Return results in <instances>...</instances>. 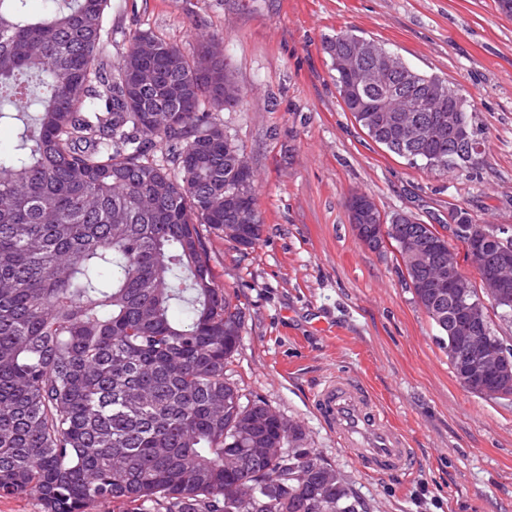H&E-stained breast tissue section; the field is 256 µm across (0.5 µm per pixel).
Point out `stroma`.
<instances>
[{
  "label": "stroma",
  "mask_w": 512,
  "mask_h": 512,
  "mask_svg": "<svg viewBox=\"0 0 512 512\" xmlns=\"http://www.w3.org/2000/svg\"><path fill=\"white\" fill-rule=\"evenodd\" d=\"M106 28L107 63L136 31L188 54L198 35L222 38L247 93L212 116L253 168L262 235L247 250L208 243L218 285L245 313L226 367L243 401L301 424L305 447L369 512H512V400L456 380L395 249L365 246L346 207L362 193L387 216L446 227L461 210L491 230L512 228V16L495 0H112ZM341 31L462 89L485 140L478 165L443 174L371 140L346 112L323 50ZM338 373L365 381L406 430L412 479L365 474L316 417L310 396Z\"/></svg>",
  "instance_id": "1"
}]
</instances>
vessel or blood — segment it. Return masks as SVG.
<instances>
[{"label": "vessel or blood", "instance_id": "b4317fda", "mask_svg": "<svg viewBox=\"0 0 512 512\" xmlns=\"http://www.w3.org/2000/svg\"><path fill=\"white\" fill-rule=\"evenodd\" d=\"M311 405L365 472L413 475L415 459L405 433L358 379L329 377L313 393Z\"/></svg>", "mask_w": 512, "mask_h": 512}]
</instances>
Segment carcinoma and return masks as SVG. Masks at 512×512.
Returning a JSON list of instances; mask_svg holds the SVG:
<instances>
[{
	"label": "carcinoma",
	"instance_id": "1",
	"mask_svg": "<svg viewBox=\"0 0 512 512\" xmlns=\"http://www.w3.org/2000/svg\"><path fill=\"white\" fill-rule=\"evenodd\" d=\"M0 0V497L34 496L42 512H367L344 476L300 447L302 427L261 401L242 402L226 365L244 324L216 282L213 234L238 248L261 237L262 217L235 223L224 196L257 206L254 175L235 165L237 144L206 108H224L229 65L206 37L187 56L134 32L122 59L95 64L111 0ZM356 73L336 72L349 105ZM420 117L442 128L410 162L437 168L459 150L454 111L471 122L461 90L433 74L412 86ZM377 144L388 112H355ZM165 156H154L157 143ZM456 238L485 229L457 213ZM404 224L392 239L416 302L441 333L453 373L460 361L448 296L426 287ZM472 318L489 335L512 323V280L472 286ZM499 374L473 381L485 397Z\"/></svg>",
	"mask_w": 512,
	"mask_h": 512
}]
</instances>
